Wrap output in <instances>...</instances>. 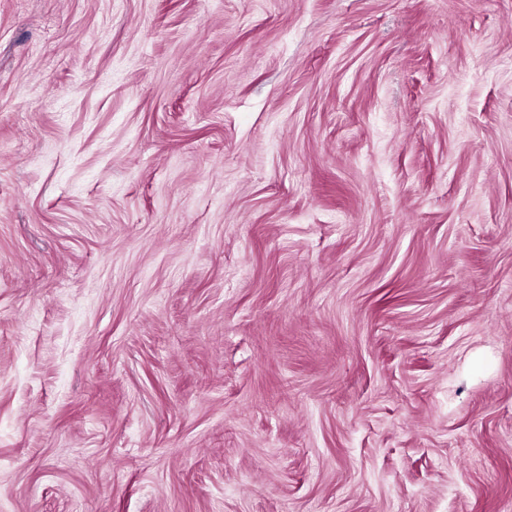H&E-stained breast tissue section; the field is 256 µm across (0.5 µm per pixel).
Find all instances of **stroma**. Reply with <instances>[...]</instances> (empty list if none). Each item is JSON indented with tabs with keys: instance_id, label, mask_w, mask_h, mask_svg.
<instances>
[{
	"instance_id": "1",
	"label": "stroma",
	"mask_w": 512,
	"mask_h": 512,
	"mask_svg": "<svg viewBox=\"0 0 512 512\" xmlns=\"http://www.w3.org/2000/svg\"><path fill=\"white\" fill-rule=\"evenodd\" d=\"M0 512H512V0H0Z\"/></svg>"
}]
</instances>
